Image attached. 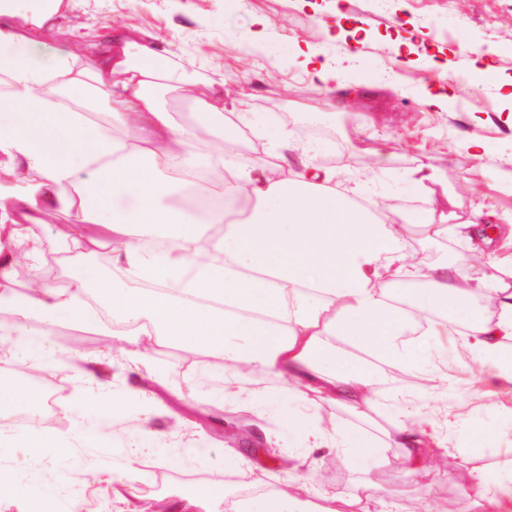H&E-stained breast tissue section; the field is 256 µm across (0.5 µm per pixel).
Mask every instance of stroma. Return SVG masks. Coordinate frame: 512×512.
<instances>
[{"label": "stroma", "mask_w": 512, "mask_h": 512, "mask_svg": "<svg viewBox=\"0 0 512 512\" xmlns=\"http://www.w3.org/2000/svg\"><path fill=\"white\" fill-rule=\"evenodd\" d=\"M256 17L265 23L259 38ZM111 25L134 42L152 36L172 43L174 65L200 83L223 84L225 100H251L272 140L287 147L281 155L247 129H228V147L238 156L270 164L284 156L295 170L312 165L345 185L372 160L369 192L399 201L395 215L420 254L416 283H431L447 264L468 276L477 263L512 259L507 235L489 246L453 231L430 240L414 224L422 207L484 226L512 219V192L503 188L504 174L512 172V0H73L61 28L38 31L34 39L55 47ZM340 26L347 37L328 39ZM476 48L484 53L478 69L471 64ZM304 52L336 71L337 80L313 76L301 64ZM440 87L450 99L437 109L425 91ZM423 165L438 179L434 193L417 185ZM467 180L481 183L480 197H458ZM84 266L125 282L100 249L69 259L53 280H68ZM465 299L466 312L454 315L447 333L417 327L411 339L421 360L442 366L448 388L428 374L391 371L390 386L402 388L409 405L425 414V427L448 442L447 455L414 476L392 446L373 459L313 449L312 472L288 471L291 455L313 448L314 431L338 424L354 440L374 435L389 416L382 404L363 418L312 393L300 423L288 404V383L261 364L241 374L249 399L231 403L224 398V359L208 348L157 343L99 316L22 325L2 309L0 326H20L33 339L34 367L65 394L51 423L27 422L17 427V440L0 447V474L21 472L47 487L55 512H68L75 500L81 512H151L159 502L180 503L183 512H229L275 486L313 505L314 490L336 488L347 497L339 512H351L353 499L363 512H382L391 501L399 512L416 501L445 505L468 491L475 470L512 466V384L498 379L497 363L467 366L469 323L490 314L477 294ZM88 372L100 387L84 382ZM261 400L277 406L257 416ZM460 408L467 414L462 426L454 419ZM138 413L165 439L163 454L150 452L149 438L130 441L129 423ZM40 431L56 443L24 446L23 436ZM133 444L140 450L135 492L119 495L112 471Z\"/></svg>", "instance_id": "stroma-1"}]
</instances>
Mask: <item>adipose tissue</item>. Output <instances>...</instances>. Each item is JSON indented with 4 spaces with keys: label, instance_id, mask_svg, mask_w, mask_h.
<instances>
[{
    "label": "adipose tissue",
    "instance_id": "obj_1",
    "mask_svg": "<svg viewBox=\"0 0 512 512\" xmlns=\"http://www.w3.org/2000/svg\"><path fill=\"white\" fill-rule=\"evenodd\" d=\"M64 15L63 0L33 9L0 0V171L28 176L21 194L0 189V281L10 280L18 258L35 262L32 229L49 217L66 216L61 237L71 251L88 247L86 225L107 222L120 237L116 261L133 282L116 303L122 319L156 341L219 352L228 400L244 392V363L291 381L294 405L315 392L357 412L377 394L385 366L427 370L407 337L415 325L431 328L464 310L457 268L444 266L430 287L406 292L394 307L381 270H415L396 222L362 185L339 191L302 172L274 178L264 159L240 164L210 153L224 130L223 85L193 82L169 66L171 48L131 44L117 27L85 44L42 49L31 31L53 29ZM168 91L191 101L195 123L176 126ZM19 109L28 120L15 126L7 117ZM97 112L106 125L93 122ZM204 166L226 171L224 205L208 217L223 226L218 237L193 231L195 216L172 202L183 171ZM162 226L174 230L170 249L146 254L140 242ZM500 270L492 263L474 276L496 312L471 327L482 362L512 343V286ZM91 277L80 270L54 288L0 294V306L26 321L85 322L93 316L84 302ZM145 279L171 281L177 293L140 288ZM345 340L368 351L371 363L354 364ZM391 399L393 439L408 473L419 474L428 468L424 433L399 392Z\"/></svg>",
    "mask_w": 512,
    "mask_h": 512
}]
</instances>
